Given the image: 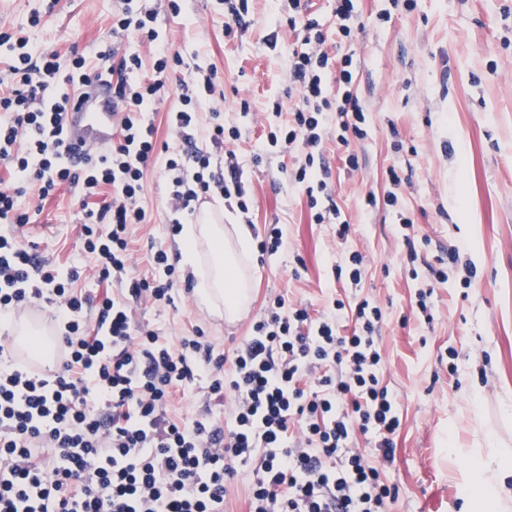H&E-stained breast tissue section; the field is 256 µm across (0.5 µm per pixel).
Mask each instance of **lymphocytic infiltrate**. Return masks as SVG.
<instances>
[{
  "instance_id": "obj_1",
  "label": "lymphocytic infiltrate",
  "mask_w": 512,
  "mask_h": 512,
  "mask_svg": "<svg viewBox=\"0 0 512 512\" xmlns=\"http://www.w3.org/2000/svg\"><path fill=\"white\" fill-rule=\"evenodd\" d=\"M267 2L274 19L302 38L288 65L294 98L265 103L270 131L259 150L301 151L288 179L304 185L314 223L335 222L342 240L351 227L332 201L322 143L331 123L338 143L367 137L354 55L332 54L304 0ZM157 17L148 0H115L113 35L142 48L105 49L92 62L76 54L64 61L34 45L28 31L41 23L37 10L27 28L0 32L7 55L0 162L12 172L0 179V223H28L31 213L19 208L27 190H35L39 213L61 187H79L77 234L96 262L95 277L110 287L101 298L77 291L79 267L61 268L0 235V324L46 304L61 353L54 370L38 372L0 345V512H224L226 484L242 468L252 475L247 512H390L399 488L381 475L395 460L401 415L381 375L383 314L375 303L363 298L349 307L336 299L313 318L277 299L230 357L215 353L203 330L173 342L132 321V303L173 304L180 282L162 249L152 278L133 277L129 247L134 226L147 221L143 181L158 153L148 114L170 72L186 66L192 75L180 81L179 105L169 113L182 143L166 161L172 224L187 223L206 198L235 203L244 215L251 202L235 152L241 124L200 117L220 85L217 69L187 65L157 30ZM95 78L112 87L120 137L76 167L63 158L65 112L73 92ZM366 203L396 211L409 275L423 281L416 304L429 314L428 300L456 269L459 247L419 275L413 222L398 194ZM346 309L355 328L343 336ZM197 384L216 401L230 399L229 421L215 419L208 405L191 420L173 416L175 396ZM358 434L370 438L373 455L354 447Z\"/></svg>"
}]
</instances>
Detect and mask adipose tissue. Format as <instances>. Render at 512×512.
I'll list each match as a JSON object with an SVG mask.
<instances>
[{
    "label": "adipose tissue",
    "instance_id": "adipose-tissue-1",
    "mask_svg": "<svg viewBox=\"0 0 512 512\" xmlns=\"http://www.w3.org/2000/svg\"><path fill=\"white\" fill-rule=\"evenodd\" d=\"M253 259V236L245 224H187L182 230L181 263L192 269L195 296L208 309L237 320L251 300L245 265ZM512 475V450L492 449L478 458L466 491L468 512H502L512 493L504 480Z\"/></svg>",
    "mask_w": 512,
    "mask_h": 512
}]
</instances>
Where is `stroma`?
Here are the masks:
<instances>
[{"instance_id": "35a3bbf8", "label": "stroma", "mask_w": 512, "mask_h": 512, "mask_svg": "<svg viewBox=\"0 0 512 512\" xmlns=\"http://www.w3.org/2000/svg\"><path fill=\"white\" fill-rule=\"evenodd\" d=\"M359 0L352 43L355 86L367 111L368 137L344 147L328 132L323 155L331 172L333 199L351 226L345 242L336 227L311 220L307 196L283 171L292 153H270L253 160L251 148L266 137L261 116L241 117L239 101L263 106L288 96V63L294 36L273 38L274 25L264 0L253 4V22L244 33L224 32L217 0H189L180 16L159 7L157 25L186 55L213 65L223 80L224 97L204 105L228 121H240L250 148L241 152L243 180L251 197L254 241L271 224L280 225L285 247L257 254L251 270L249 313L230 325L180 293L174 305L134 307L135 324L162 335H193L203 328L218 351H231L247 336L276 297L301 302L318 314L344 297L336 267L344 253L365 257L358 296L382 309L378 343L384 380L402 413L396 460L385 471L400 489L391 512H467L463 484L476 451L512 449V0ZM42 11L30 33L46 51H77L95 57L111 44L112 0H0V29L25 25L31 11ZM387 20H379V13ZM402 150H394V143ZM362 159L361 171L346 167L347 149ZM401 165V202L415 237L428 238L423 252L434 260L454 244L475 275L470 287L459 279L436 285L430 299L433 323L414 317L417 281L403 263L405 246L394 210L367 206V195L391 189L387 172ZM164 158L144 178L147 223L135 226L136 276L147 274L152 249L177 255L179 236L170 230L165 203ZM81 219L78 193L62 189L32 223L15 228L43 260L93 267L77 242ZM456 350L458 372L449 375L443 357Z\"/></svg>"}]
</instances>
